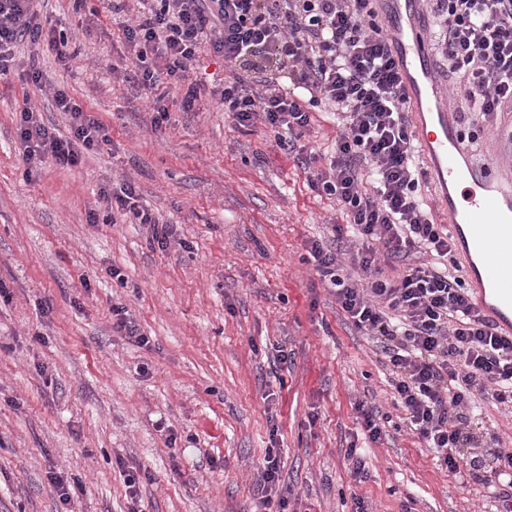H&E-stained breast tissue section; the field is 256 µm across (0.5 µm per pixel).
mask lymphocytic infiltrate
<instances>
[{
	"mask_svg": "<svg viewBox=\"0 0 512 512\" xmlns=\"http://www.w3.org/2000/svg\"><path fill=\"white\" fill-rule=\"evenodd\" d=\"M35 0H0V76L10 75L19 46L32 56L22 78L45 91L35 62L40 49L59 59L86 20L63 28L42 20ZM130 14L116 0L112 16L123 28L135 62L112 72L145 90L152 123L162 127L168 108L161 88L178 87L183 110L210 96L236 126L261 122L277 149L299 156L308 185L335 198L352 232L351 263L339 249L312 242L308 253L320 281L341 310L381 339L392 374L395 407L436 451L442 470L480 479L489 471L493 493L512 512V452L483 429L482 409L512 413V336L499 335L474 306L458 274L452 239L424 206L426 173L414 158L408 100L392 39L378 21L374 0H138ZM440 31L437 53L449 74H464L463 100L487 121L512 112V0H427ZM221 57L230 75L213 83L194 79L201 47ZM68 118L69 136L20 113L18 137L30 166L52 161L77 165L85 151L107 143L104 125L87 116L64 91L54 93ZM336 120V143L321 151L305 144L312 110ZM123 223L149 226L167 247L171 225L140 205L131 181L102 191ZM425 260L401 277L383 276L380 256ZM277 449H268L254 482L258 512H288L279 484Z\"/></svg>",
	"mask_w": 512,
	"mask_h": 512,
	"instance_id": "obj_1",
	"label": "lymphocytic infiltrate"
}]
</instances>
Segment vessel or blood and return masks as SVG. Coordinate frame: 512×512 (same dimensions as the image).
<instances>
[{
    "label": "vessel or blood",
    "instance_id": "1",
    "mask_svg": "<svg viewBox=\"0 0 512 512\" xmlns=\"http://www.w3.org/2000/svg\"><path fill=\"white\" fill-rule=\"evenodd\" d=\"M421 0H382L395 44L403 87L411 106L410 129L421 143L427 172L444 186L459 187L443 200L456 254L473 286L481 315L512 335V123L494 134L495 151L482 163L469 160V147L446 107L447 90L435 74L421 33Z\"/></svg>",
    "mask_w": 512,
    "mask_h": 512
}]
</instances>
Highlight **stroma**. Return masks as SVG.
I'll return each mask as SVG.
<instances>
[{
    "mask_svg": "<svg viewBox=\"0 0 512 512\" xmlns=\"http://www.w3.org/2000/svg\"><path fill=\"white\" fill-rule=\"evenodd\" d=\"M124 51L103 9L68 59L39 54L44 82L109 130L74 167L28 170L24 103L69 126L20 75L0 79V512H61L59 473L86 486L74 512H252L270 446L288 512H352L357 497L370 512H499L402 424L380 340L306 262L312 241L333 240L335 199L310 190L263 125L235 126L210 97L185 112L170 90L155 130L141 90L110 69ZM125 178L173 225L169 247L108 221L100 191ZM116 305L148 345L113 332ZM361 401L389 417L378 442ZM120 459L138 469L137 498Z\"/></svg>",
    "mask_w": 512,
    "mask_h": 512,
    "instance_id": "stroma-1",
    "label": "stroma"
}]
</instances>
